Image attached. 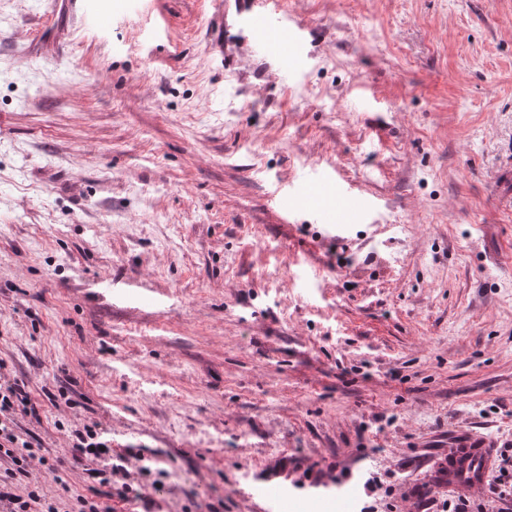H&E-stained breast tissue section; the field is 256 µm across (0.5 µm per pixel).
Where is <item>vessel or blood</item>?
<instances>
[{
  "instance_id": "vessel-or-blood-1",
  "label": "vessel or blood",
  "mask_w": 512,
  "mask_h": 512,
  "mask_svg": "<svg viewBox=\"0 0 512 512\" xmlns=\"http://www.w3.org/2000/svg\"><path fill=\"white\" fill-rule=\"evenodd\" d=\"M235 13L244 32L242 42L248 53L259 54L265 61L279 66L288 62L296 65L304 62L310 28L294 22L280 0H235ZM226 25L227 16L223 8H215L207 20L208 48L224 63L229 60L224 50ZM334 182V177L326 173L311 181L308 208L316 212L320 223L342 230L357 223L367 201L354 191L337 188L334 206L320 209V192ZM492 464L493 451L486 439L467 432L460 434L450 447L448 461L444 465L449 487L484 488ZM258 492L264 501L274 504V512H289L296 500L295 493L285 483L272 479L265 480Z\"/></svg>"
}]
</instances>
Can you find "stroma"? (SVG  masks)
Returning <instances> with one entry per match:
<instances>
[{"label": "stroma", "mask_w": 512, "mask_h": 512, "mask_svg": "<svg viewBox=\"0 0 512 512\" xmlns=\"http://www.w3.org/2000/svg\"><path fill=\"white\" fill-rule=\"evenodd\" d=\"M283 2L307 60L263 80L213 0H0V363L61 512L76 428L136 452L113 512H267L271 475L423 512L455 435L512 444V0ZM332 166L366 221L273 208ZM224 27L227 28V14L226 12L224 14V2L219 1L218 7L207 20L208 48L211 54L223 62L224 66H229L230 59L224 51L226 43Z\"/></svg>", "instance_id": "stroma-1"}]
</instances>
